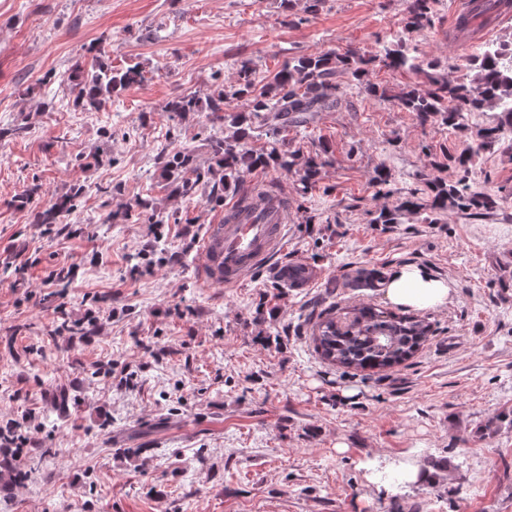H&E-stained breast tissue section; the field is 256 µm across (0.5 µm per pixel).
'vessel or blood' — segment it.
Returning <instances> with one entry per match:
<instances>
[{
    "instance_id": "b4317fda",
    "label": "vessel or blood",
    "mask_w": 512,
    "mask_h": 512,
    "mask_svg": "<svg viewBox=\"0 0 512 512\" xmlns=\"http://www.w3.org/2000/svg\"><path fill=\"white\" fill-rule=\"evenodd\" d=\"M225 213L226 223L210 225L202 241L201 279L232 287L250 271L266 267L282 287L310 286L307 265L277 260L288 246V206L283 195L257 189L240 196Z\"/></svg>"
}]
</instances>
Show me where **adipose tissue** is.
<instances>
[{
	"instance_id": "1",
	"label": "adipose tissue",
	"mask_w": 512,
	"mask_h": 512,
	"mask_svg": "<svg viewBox=\"0 0 512 512\" xmlns=\"http://www.w3.org/2000/svg\"><path fill=\"white\" fill-rule=\"evenodd\" d=\"M380 290L391 304L417 310L448 305L455 293L451 282L417 264L390 269Z\"/></svg>"
}]
</instances>
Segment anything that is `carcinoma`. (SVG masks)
<instances>
[{"mask_svg": "<svg viewBox=\"0 0 512 512\" xmlns=\"http://www.w3.org/2000/svg\"><path fill=\"white\" fill-rule=\"evenodd\" d=\"M474 6L461 17L458 27L467 30L479 18L488 21L498 14L501 0H472ZM434 0H407L404 28L421 31L432 24ZM392 69L415 70L416 57L407 49L384 48L367 57L353 47L344 52H326L300 56L266 77L263 85L255 84L253 62H240L237 79L229 86L220 85L207 100L184 94L169 100L164 111L180 118L208 111L212 120L223 126L222 134L211 141L210 175L224 189L239 185L244 173L272 168L297 176L296 192L306 195L318 181L322 167L330 163L327 151L304 156L288 143V130L308 128L318 112H329L341 101L342 78L356 81L357 88L370 96L390 99L414 114L422 124L439 123L454 130H470L473 145L463 151L443 152V165L456 173L450 181L427 180L431 197L422 199L418 192L409 193L396 212H381L375 224L395 223V213L415 211L441 212L457 210L474 217L494 211L512 198V188L501 187L498 193L478 190L470 183L474 157L481 149L499 142L512 133V110L501 112L489 123L473 128L467 117L473 112L497 108L500 102L512 101V40L495 44L491 53L474 55L465 66L466 73L448 67V73L427 74L429 88L420 91L410 86L390 94L369 79L375 63ZM145 81L144 71L135 64L116 69L98 56L87 71L74 78L73 105L83 112L97 111L127 87ZM246 101V108L232 107ZM160 165L165 181L173 191L184 196L196 192L204 175L195 166L186 149L164 150ZM82 193L77 188L41 207L36 223H59L60 215L75 207ZM135 207L149 213L151 224L165 223L150 197L140 198ZM431 336L430 324L413 313H395L371 305L355 306L341 316L330 312L319 315L313 329V342L321 358L328 363L357 371L379 372L411 358ZM46 450L26 460L14 457L0 461V467L17 479H25L40 463Z\"/></svg>", "mask_w": 512, "mask_h": 512, "instance_id": "carcinoma-1", "label": "carcinoma"}]
</instances>
